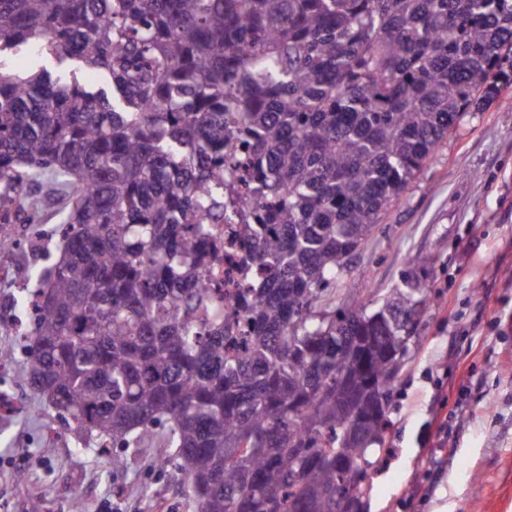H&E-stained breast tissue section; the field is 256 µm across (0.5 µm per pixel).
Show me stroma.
Wrapping results in <instances>:
<instances>
[{"mask_svg": "<svg viewBox=\"0 0 512 512\" xmlns=\"http://www.w3.org/2000/svg\"><path fill=\"white\" fill-rule=\"evenodd\" d=\"M16 72L73 76L111 91L109 72L52 54L0 56ZM31 188L43 221L26 225L24 253H0V512H196L175 466L128 454L123 469L71 430L24 380L31 310L25 288L57 255L61 201ZM430 303L415 327L389 403V452L372 475L365 512H512V87L463 112L373 237L325 290L376 303L400 286L410 255Z\"/></svg>", "mask_w": 512, "mask_h": 512, "instance_id": "35a3bbf8", "label": "stroma"}]
</instances>
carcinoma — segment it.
Wrapping results in <instances>:
<instances>
[{"label":"carcinoma","instance_id":"1","mask_svg":"<svg viewBox=\"0 0 512 512\" xmlns=\"http://www.w3.org/2000/svg\"><path fill=\"white\" fill-rule=\"evenodd\" d=\"M0 246L61 202L24 380L99 447L174 448L197 512H363L427 292L321 309L448 129L512 85V0H0ZM245 182L255 209L241 213ZM260 268L224 314L218 247ZM3 67L16 72L47 70L53 77L65 75L76 77L79 82L91 90H104L112 98V79L105 70H91L79 62L52 54L37 55L31 52L2 54Z\"/></svg>","mask_w":512,"mask_h":512}]
</instances>
